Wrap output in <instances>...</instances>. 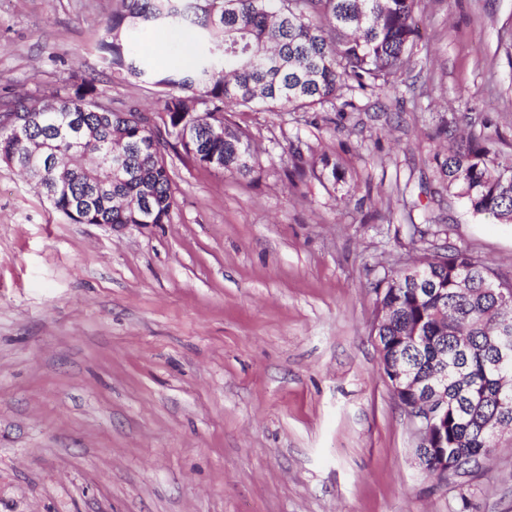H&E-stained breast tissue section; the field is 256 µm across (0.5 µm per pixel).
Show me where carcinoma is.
<instances>
[{
  "label": "carcinoma",
  "mask_w": 512,
  "mask_h": 512,
  "mask_svg": "<svg viewBox=\"0 0 512 512\" xmlns=\"http://www.w3.org/2000/svg\"><path fill=\"white\" fill-rule=\"evenodd\" d=\"M98 51L107 67L145 84L161 102V124L112 110L91 80L63 87L40 106L19 99L0 110V161L41 188L76 224H166L175 188L164 143L189 131L184 155L213 158L246 178L259 161L250 133L229 107L315 112L345 89L385 88L417 48L419 0H122ZM188 26L200 34L186 68L161 71L133 49L148 27ZM439 181L477 215L512 223V155L470 142L437 162ZM422 287L397 272L374 284L377 305L394 309L372 332L400 352L428 386L448 369L441 422L448 465L466 485L481 469L490 421L512 420V365L491 360V336L512 337V280L452 245L411 261ZM418 332L416 340L402 337Z\"/></svg>",
  "instance_id": "carcinoma-1"
}]
</instances>
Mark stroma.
I'll use <instances>...</instances> for the list:
<instances>
[{"label":"stroma","instance_id":"35a3bbf8","mask_svg":"<svg viewBox=\"0 0 512 512\" xmlns=\"http://www.w3.org/2000/svg\"><path fill=\"white\" fill-rule=\"evenodd\" d=\"M121 0H0V106L94 80L157 109L97 45ZM401 83L321 112L229 113L261 168L170 144L166 224H76L0 164V512H512V440L469 492L418 467L373 285L436 244L512 278V223L437 179L438 136L512 154V0H422ZM338 183L317 178L321 157Z\"/></svg>","mask_w":512,"mask_h":512}]
</instances>
